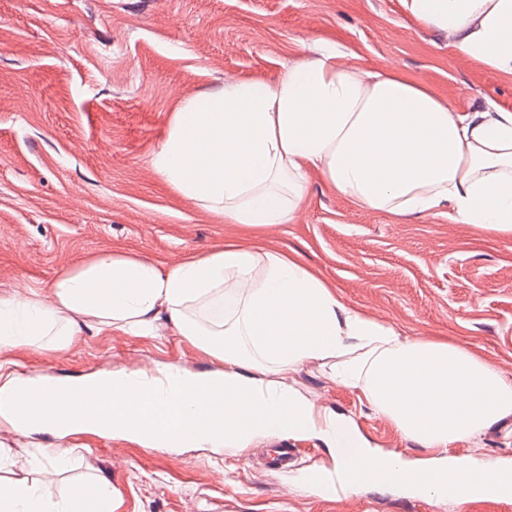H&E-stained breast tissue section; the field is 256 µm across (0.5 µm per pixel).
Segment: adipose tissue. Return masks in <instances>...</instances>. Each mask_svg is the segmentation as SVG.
<instances>
[{"instance_id":"obj_1","label":"adipose tissue","mask_w":512,"mask_h":512,"mask_svg":"<svg viewBox=\"0 0 512 512\" xmlns=\"http://www.w3.org/2000/svg\"><path fill=\"white\" fill-rule=\"evenodd\" d=\"M403 3L470 57L512 74V0ZM151 165L181 197L230 224L291 222L314 169L373 210H444L454 223L512 233V112L455 111L397 73L345 66L332 47L275 83L236 79L182 101ZM89 328L134 336L168 328L224 369L190 375L171 364L78 378L7 371L4 353L65 346ZM312 361L329 364L336 383L428 459L345 451V424L320 418L287 384ZM104 407L106 427L97 416ZM510 414L512 379L479 353L405 337L347 308L297 256L265 245L228 240L168 269L110 252L64 270L48 290L0 297V425L52 435L60 443L46 456L53 469L68 463L69 438L105 430L142 448L230 452L274 434L316 435L341 488H357L358 468L389 467L405 494L462 503L480 498L470 470L498 482L506 467L448 457L449 447ZM174 417L190 421L192 433L173 430ZM0 512H114L112 482L77 481L52 500L34 482L0 478Z\"/></svg>"}]
</instances>
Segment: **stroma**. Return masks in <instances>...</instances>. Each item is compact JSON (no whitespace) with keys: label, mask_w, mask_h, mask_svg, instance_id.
<instances>
[{"label":"stroma","mask_w":512,"mask_h":512,"mask_svg":"<svg viewBox=\"0 0 512 512\" xmlns=\"http://www.w3.org/2000/svg\"><path fill=\"white\" fill-rule=\"evenodd\" d=\"M336 46L350 66L394 69L425 82L456 111L512 112V75L457 48L402 0H0V297L48 286L86 258L123 251L170 268L226 240L297 254L341 302L406 336L460 342L512 378V234L455 224L447 214L403 218L361 206L309 171L292 223L265 231L227 224L183 199L153 171L173 112L230 79L275 81ZM17 373L190 372L217 364L171 332H86L65 349L15 352ZM288 381L315 407L348 418L370 447L425 451L310 362ZM0 476L38 482L51 497L107 476L116 512H512V501L454 505L361 488L326 500L293 484L308 464L332 469L316 438L289 439L296 464L270 471L275 444L234 455L158 451L79 435L68 470L35 457L53 438L0 429ZM451 454L512 459V414Z\"/></svg>","instance_id":"35a3bbf8"}]
</instances>
